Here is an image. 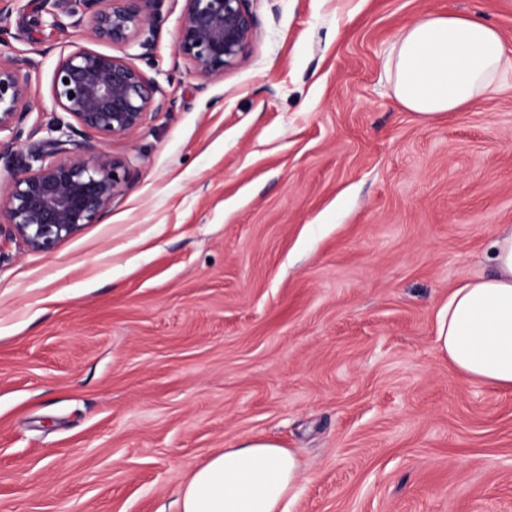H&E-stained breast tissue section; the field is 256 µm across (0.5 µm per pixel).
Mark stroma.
Listing matches in <instances>:
<instances>
[{
	"instance_id": "1",
	"label": "stroma",
	"mask_w": 512,
	"mask_h": 512,
	"mask_svg": "<svg viewBox=\"0 0 512 512\" xmlns=\"http://www.w3.org/2000/svg\"><path fill=\"white\" fill-rule=\"evenodd\" d=\"M185 0L128 46L58 0L0 15L29 60L12 159L50 137L53 72L124 57L160 111L108 140L133 179L48 253L0 238V512H176L191 468L246 437L302 463L286 512H512V392L459 376L437 313L512 224V72L427 121L387 52L414 19L497 28L512 0H250L247 57L205 79L177 55Z\"/></svg>"
}]
</instances>
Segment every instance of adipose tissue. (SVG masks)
Wrapping results in <instances>:
<instances>
[{"instance_id": "adipose-tissue-1", "label": "adipose tissue", "mask_w": 512, "mask_h": 512, "mask_svg": "<svg viewBox=\"0 0 512 512\" xmlns=\"http://www.w3.org/2000/svg\"><path fill=\"white\" fill-rule=\"evenodd\" d=\"M512 71L500 34L470 17L434 15L405 26L385 72L396 99L431 121L494 91ZM492 275L454 290L437 314L436 349L465 379L512 391V225L493 244ZM300 464L293 451L257 438L214 452L180 491V512H284Z\"/></svg>"}]
</instances>
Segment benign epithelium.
Listing matches in <instances>:
<instances>
[{
  "instance_id": "obj_1",
  "label": "benign epithelium",
  "mask_w": 512,
  "mask_h": 512,
  "mask_svg": "<svg viewBox=\"0 0 512 512\" xmlns=\"http://www.w3.org/2000/svg\"><path fill=\"white\" fill-rule=\"evenodd\" d=\"M70 16L87 21L91 39L128 46L158 17L162 0H69ZM250 0H185L175 51L198 74L215 78L249 53L256 34ZM28 60L0 63V132L17 142L29 115ZM69 82H64V79ZM158 89L123 58L90 49L64 57L55 68L52 96L79 131L103 143L134 134L148 113L163 108ZM54 139L33 150V167L16 157L11 182L0 189V233L35 252H50L83 226L97 222L131 179L126 163L95 144L70 154Z\"/></svg>"
}]
</instances>
